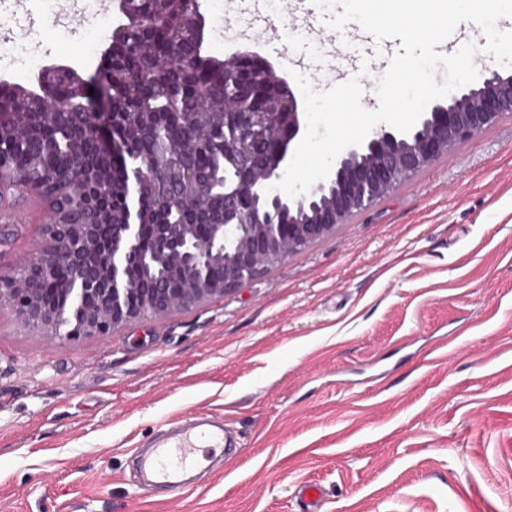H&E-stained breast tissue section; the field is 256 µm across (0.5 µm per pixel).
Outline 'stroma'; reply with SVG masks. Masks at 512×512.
<instances>
[{
    "mask_svg": "<svg viewBox=\"0 0 512 512\" xmlns=\"http://www.w3.org/2000/svg\"><path fill=\"white\" fill-rule=\"evenodd\" d=\"M209 56L251 50L280 76L291 54L313 87L332 59L277 24L227 42L250 15L204 0ZM116 16L42 0L0 5L30 87L31 61L94 77ZM46 204L0 221V271L38 255ZM217 418L239 449L179 496L139 486L137 455L170 421ZM512 512V114L433 162L336 232L224 296L110 336L63 340L0 309V512Z\"/></svg>",
    "mask_w": 512,
    "mask_h": 512,
    "instance_id": "35a3bbf8",
    "label": "stroma"
}]
</instances>
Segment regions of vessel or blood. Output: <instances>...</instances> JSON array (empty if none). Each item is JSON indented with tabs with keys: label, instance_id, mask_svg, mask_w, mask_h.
<instances>
[{
	"label": "vessel or blood",
	"instance_id": "b4317fda",
	"mask_svg": "<svg viewBox=\"0 0 512 512\" xmlns=\"http://www.w3.org/2000/svg\"><path fill=\"white\" fill-rule=\"evenodd\" d=\"M224 445L222 426L200 417L186 415L169 423L164 435L140 459V473L147 488H164L176 494L184 490L188 465L195 463L202 449Z\"/></svg>",
	"mask_w": 512,
	"mask_h": 512
}]
</instances>
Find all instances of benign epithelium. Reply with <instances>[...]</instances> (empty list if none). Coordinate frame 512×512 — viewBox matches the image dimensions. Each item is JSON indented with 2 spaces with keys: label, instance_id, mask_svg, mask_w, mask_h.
<instances>
[{
  "label": "benign epithelium",
  "instance_id": "obj_1",
  "mask_svg": "<svg viewBox=\"0 0 512 512\" xmlns=\"http://www.w3.org/2000/svg\"><path fill=\"white\" fill-rule=\"evenodd\" d=\"M115 0L120 20L113 26L99 73L100 99H89L88 80L73 67L46 65L35 88L0 83V130L23 129L30 159L38 162L55 145L44 138L48 124L70 131L69 167L46 181L31 173L0 178V212L15 203L14 191L47 204L39 256L0 272V307L26 326L68 340L110 336L112 330L145 317H162L222 297L262 275L276 261L333 234L348 218L371 208L398 185L512 113V74L496 70L423 112L406 133L384 126L359 146L336 157L328 177L305 195L269 190L288 166L303 112L288 80L255 51H236L219 60L205 54L206 18L200 0ZM175 18L178 36L154 52L152 69L180 62L203 65L219 75L235 74L232 92L205 97L185 125L186 140L163 158L148 157L119 186L92 173L88 153L104 148L115 168H125L131 140L150 139L146 120L132 130L116 108L125 105L131 83L112 63L136 30L167 31ZM66 77L63 92L54 76ZM216 142L224 166H202L199 131ZM153 228V247L144 251V225ZM68 276L57 288L63 300L47 302V283L57 267ZM138 299L132 303L127 292Z\"/></svg>",
  "mask_w": 512,
  "mask_h": 512
}]
</instances>
